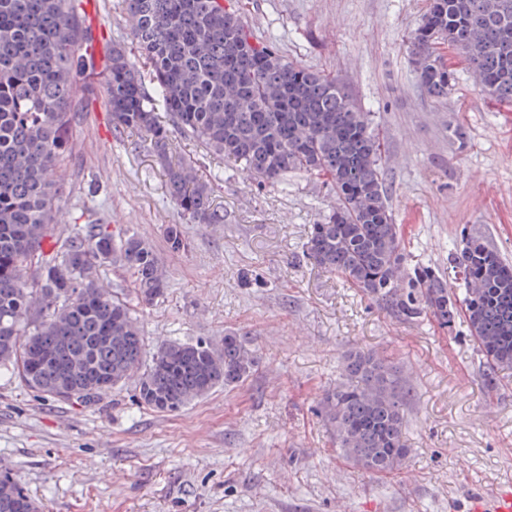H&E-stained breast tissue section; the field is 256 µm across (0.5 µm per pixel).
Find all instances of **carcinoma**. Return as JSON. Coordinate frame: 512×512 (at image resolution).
<instances>
[{"mask_svg":"<svg viewBox=\"0 0 512 512\" xmlns=\"http://www.w3.org/2000/svg\"><path fill=\"white\" fill-rule=\"evenodd\" d=\"M84 0H0V375L63 402L91 404L142 370L139 399L177 411L213 389L242 382L256 364L241 335L170 342L145 362L131 305L107 290L100 267L120 263L139 302L160 297L167 281L153 247L106 224H76L57 235L59 170L82 117L92 66L93 27ZM241 0H121L129 42H114L104 76V107L118 132L149 140L167 192L190 221L222 224L208 182L190 159H174L172 129L234 163L258 185L288 174L322 177L336 207L313 224L304 246L314 265L340 275L389 315L464 325L493 391L512 370V264L480 236L464 235L449 269L408 267L388 204L382 148L371 114L338 79L294 64L242 20ZM512 0H431L409 36L425 94L443 99L451 47L476 74L478 90L512 104ZM152 76L156 96L143 84ZM186 248L180 225L167 231ZM408 391L394 358L352 348L319 414L336 447L371 474L397 470L411 454ZM0 512H39L20 480H0Z\"/></svg>","mask_w":512,"mask_h":512,"instance_id":"obj_1","label":"carcinoma"}]
</instances>
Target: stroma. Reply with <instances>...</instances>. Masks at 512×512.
<instances>
[{"label": "stroma", "instance_id": "1", "mask_svg": "<svg viewBox=\"0 0 512 512\" xmlns=\"http://www.w3.org/2000/svg\"><path fill=\"white\" fill-rule=\"evenodd\" d=\"M429 3L242 0L257 36H276L289 61L338 77L373 113L409 263L447 265L465 232L512 263V109L482 96L449 48L452 93L434 100L420 90L406 39ZM92 82L61 167L60 236L98 222L153 246L168 288L138 313L148 348L217 345L231 330L257 364L242 383L176 412L142 404L134 375L88 406L1 377L0 470L42 512H465L468 493L512 484V374L487 396L464 327L397 320L304 257L310 225L334 203L320 179L297 172L264 188L178 136L177 156L198 160L224 216L188 223L147 142L113 130L102 75ZM172 224L186 250L169 249ZM351 347L391 355L404 371L413 453L391 474L351 465L318 413Z\"/></svg>", "mask_w": 512, "mask_h": 512}]
</instances>
